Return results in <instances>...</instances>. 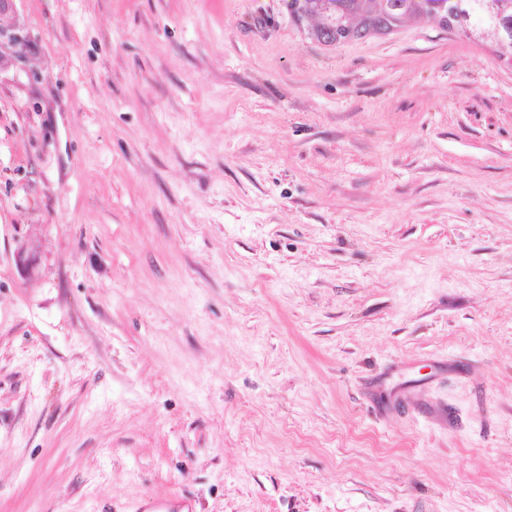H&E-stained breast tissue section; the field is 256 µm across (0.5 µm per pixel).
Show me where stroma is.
Segmentation results:
<instances>
[{"instance_id": "35a3bbf8", "label": "stroma", "mask_w": 512, "mask_h": 512, "mask_svg": "<svg viewBox=\"0 0 512 512\" xmlns=\"http://www.w3.org/2000/svg\"><path fill=\"white\" fill-rule=\"evenodd\" d=\"M290 3L0 18V512H512V64Z\"/></svg>"}]
</instances>
